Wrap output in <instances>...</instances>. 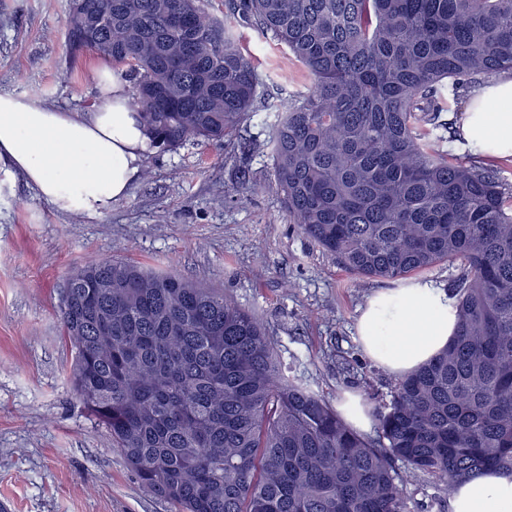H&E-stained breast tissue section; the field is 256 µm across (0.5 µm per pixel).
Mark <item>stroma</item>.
Here are the masks:
<instances>
[{
  "label": "stroma",
  "instance_id": "obj_1",
  "mask_svg": "<svg viewBox=\"0 0 512 512\" xmlns=\"http://www.w3.org/2000/svg\"><path fill=\"white\" fill-rule=\"evenodd\" d=\"M69 0H0V91L78 112L97 103L92 50L70 55ZM239 44L267 77L264 99L282 111L305 90V70L247 22ZM269 129L245 122L228 145L149 148L122 199L98 217L43 201L0 166V504L7 512H172L147 492L105 428L76 399L72 351L61 334L59 293L77 268L128 260L223 289L254 310L292 372L333 405L345 394L375 406L390 375L360 351L356 321L390 281L359 277L290 223L267 152L241 139ZM255 189L238 197L240 169ZM451 488L430 477L408 486L410 512H447Z\"/></svg>",
  "mask_w": 512,
  "mask_h": 512
}]
</instances>
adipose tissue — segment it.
Here are the masks:
<instances>
[{
    "label": "adipose tissue",
    "mask_w": 512,
    "mask_h": 512,
    "mask_svg": "<svg viewBox=\"0 0 512 512\" xmlns=\"http://www.w3.org/2000/svg\"><path fill=\"white\" fill-rule=\"evenodd\" d=\"M97 72L98 103L88 112L0 92V162L20 172L57 210L89 217L102 215L126 196L150 143L128 105L125 83L107 65ZM493 102L505 104V111H488ZM461 133L485 155L512 156V77L473 89ZM455 324L456 310L445 291L415 281L372 295L357 332L365 355L405 373L438 355ZM451 507L452 512H512V471L490 468L456 484Z\"/></svg>",
    "instance_id": "1"
}]
</instances>
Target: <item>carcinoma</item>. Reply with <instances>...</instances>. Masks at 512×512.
I'll return each instance as SVG.
<instances>
[{
    "instance_id": "cac0c4a2",
    "label": "carcinoma",
    "mask_w": 512,
    "mask_h": 512,
    "mask_svg": "<svg viewBox=\"0 0 512 512\" xmlns=\"http://www.w3.org/2000/svg\"><path fill=\"white\" fill-rule=\"evenodd\" d=\"M72 51L112 61L152 143H222L264 120L246 20L308 73L266 149L292 223L348 270L440 263L455 334L391 381L375 435L288 375L257 315L173 271L99 261L61 288L75 393L173 512H407V485L512 469V184L443 113L461 79L512 73V0H80ZM406 463L400 477L394 463Z\"/></svg>"
}]
</instances>
